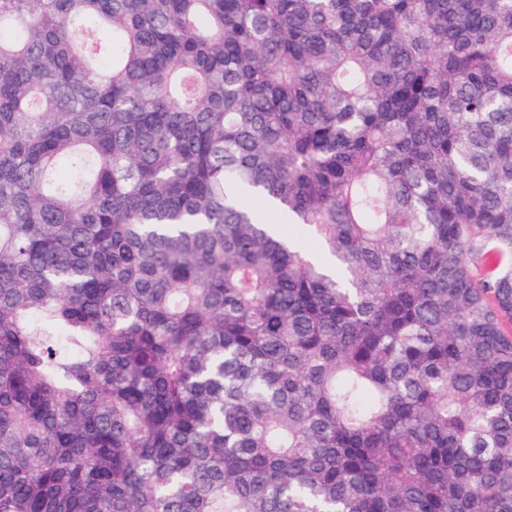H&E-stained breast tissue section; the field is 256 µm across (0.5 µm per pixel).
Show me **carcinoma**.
I'll use <instances>...</instances> for the list:
<instances>
[{
	"label": "carcinoma",
	"instance_id": "carcinoma-1",
	"mask_svg": "<svg viewBox=\"0 0 512 512\" xmlns=\"http://www.w3.org/2000/svg\"><path fill=\"white\" fill-rule=\"evenodd\" d=\"M506 319L512 0H0V512H512Z\"/></svg>",
	"mask_w": 512,
	"mask_h": 512
}]
</instances>
